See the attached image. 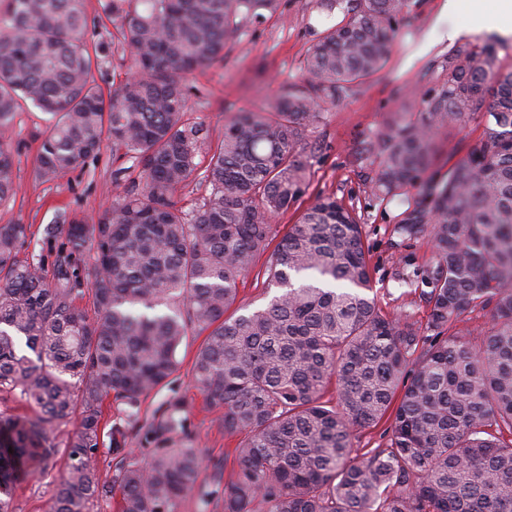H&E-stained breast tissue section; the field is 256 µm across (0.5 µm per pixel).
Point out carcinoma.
Here are the masks:
<instances>
[{"label":"carcinoma","mask_w":512,"mask_h":512,"mask_svg":"<svg viewBox=\"0 0 512 512\" xmlns=\"http://www.w3.org/2000/svg\"><path fill=\"white\" fill-rule=\"evenodd\" d=\"M417 3L346 0L271 113L225 119L214 148L187 77L224 61L241 22L278 13L281 0H106L128 61L108 95L86 0H0V205L15 194L22 101L48 115L41 181L107 141L123 160L109 206L47 228L66 240L52 279L19 257L23 225L0 224V400L33 410L0 413V512H13L16 471L57 454L49 512H175L189 495L201 512H512V68L495 45L451 48L437 88L367 148L372 196L418 189L397 230L433 242L425 325L370 297L361 224L336 197L317 196L282 234L273 224L306 195L321 109L385 66ZM475 114L480 135L440 172L438 132L459 133ZM193 183L206 194L186 209L177 194ZM87 249L94 262L81 267ZM255 271L276 292L243 313L238 284ZM86 286L92 321L76 305ZM476 311L483 330L456 328ZM193 329L206 336L191 379L212 423L241 436L227 482L224 456L196 448L183 399L140 416L180 370ZM110 396L127 406V427L111 428L104 478ZM383 421L386 447H355ZM129 434L153 445L151 462L125 450Z\"/></svg>","instance_id":"1"}]
</instances>
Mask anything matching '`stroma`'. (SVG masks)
<instances>
[{
  "mask_svg": "<svg viewBox=\"0 0 512 512\" xmlns=\"http://www.w3.org/2000/svg\"><path fill=\"white\" fill-rule=\"evenodd\" d=\"M342 16L338 8L321 10L316 0H282L277 15L260 23L243 21L239 39L224 62L199 69L189 78L195 88L191 98L194 115L209 129L212 144H220L223 138L226 107L237 111L269 108L282 85L299 74L316 34ZM468 21L467 10L448 14L445 0H419L409 22L398 29L385 67L355 93L325 106L312 135L318 149L310 170L309 197L332 194L354 209L363 227L379 307L391 315L411 314L421 323L427 309L419 294L425 287L422 277L433 243L427 236L409 240L396 233V223L415 191L407 189L391 201L375 199L367 182L372 165L365 148L391 118L417 110L418 94L439 84L438 63L451 46L444 32L449 25L463 26ZM45 127L42 112L31 104L21 105L11 132L17 194L0 206V224L25 225L19 256L42 261L49 273L54 252L46 240L47 228L60 215H93L108 206L115 193L112 171L117 163L107 144L97 157L64 179L41 182L36 178L35 159ZM202 340V334L190 332L179 351L182 364L175 381L145 399L142 410L149 414L169 397L183 398L197 447L216 455L233 450L239 439L213 425V414L188 375ZM59 476L60 465L52 461L42 474L22 482L14 497L15 512H47Z\"/></svg>",
  "mask_w": 512,
  "mask_h": 512,
  "instance_id": "1",
  "label": "stroma"
}]
</instances>
